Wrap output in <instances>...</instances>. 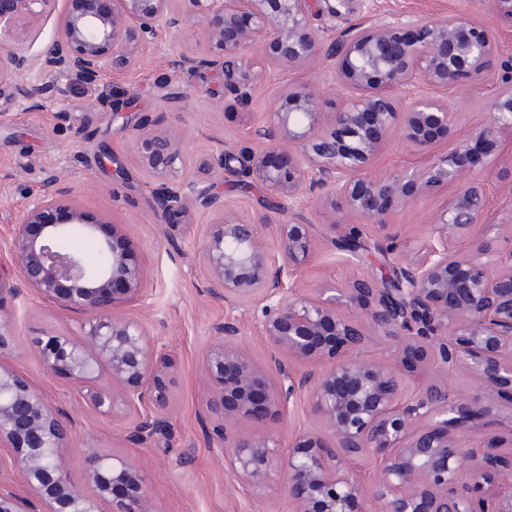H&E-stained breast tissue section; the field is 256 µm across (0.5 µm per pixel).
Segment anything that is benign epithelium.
Masks as SVG:
<instances>
[{
  "instance_id": "obj_1",
  "label": "benign epithelium",
  "mask_w": 512,
  "mask_h": 512,
  "mask_svg": "<svg viewBox=\"0 0 512 512\" xmlns=\"http://www.w3.org/2000/svg\"><path fill=\"white\" fill-rule=\"evenodd\" d=\"M57 2L0 0V94H19L32 108L51 100L62 78L91 85L106 72L131 69L138 47L183 36L187 15L201 24L208 51L174 53L167 68L219 70L224 89L241 105L273 69L306 67L320 55L333 61L342 103L329 113L328 125L321 122L319 88L299 84L280 94L254 128L255 148L224 149L206 162L211 172L237 168L266 189L269 209L283 217L276 255L262 239L264 218L228 211L209 178L177 175L182 150L172 135L135 128L152 177L147 187L162 211L193 208L212 216L202 248L212 293L233 308L258 311L262 336L274 349L270 360L254 361L238 320L228 317L202 356L206 409L221 420L216 435L234 480L260 491L272 470L283 469L296 512H365L361 505L371 500L380 512H512V496L485 497V488L512 480V457L499 453L502 440L495 436L473 440L476 430L496 423L501 408L512 406V248L500 251L484 240L465 255L448 251V237L479 223L486 208L482 183L461 177L474 168L478 150L512 133V56L501 54L490 28L456 13L357 26L328 42L313 24L312 0H76L62 14L58 37L33 56L26 48L27 20ZM256 44L268 57L266 70H249L245 51ZM35 69L40 83L19 84ZM490 76L488 118L474 138L420 167L383 178L364 174L394 134L415 152L430 151L439 134L453 136L456 113L432 89L480 84ZM283 144L293 149L286 162L276 160ZM450 185L455 196L431 229L435 244L425 258H401L388 277L358 280L343 295L345 304H362L366 322L394 342L389 363H369L358 355L365 333L339 310L336 289L316 296L300 291V267L327 243L354 256L381 249L380 237L367 229H387L390 208L411 200L410 190L430 195ZM317 191L363 223L340 236L336 224L320 231L304 223L301 199ZM65 196L56 189L30 201L12 234L18 279L83 316L72 331L38 339L37 348L47 370L86 390L82 399L94 411L135 413L128 440L147 445L165 429L170 354L141 321L116 311L144 293L145 271L114 246V227L90 222ZM96 230L104 240L93 257L57 246L65 235L92 238ZM431 364L448 376L467 369L475 387L493 390L496 400L428 382ZM103 371L109 386L98 385ZM304 393L331 442L300 433L283 458L275 434L238 430L241 419L263 425L274 412L289 414ZM70 438L71 420L1 363L0 447L10 449L6 465L22 472L30 496L0 487V512H33L35 501L41 512H100L101 500L112 503V512H153L137 470L115 453L87 455V477L99 497L76 489L62 458ZM369 460L378 473L364 485L348 465Z\"/></svg>"
}]
</instances>
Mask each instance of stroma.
<instances>
[{
    "instance_id": "1",
    "label": "stroma",
    "mask_w": 512,
    "mask_h": 512,
    "mask_svg": "<svg viewBox=\"0 0 512 512\" xmlns=\"http://www.w3.org/2000/svg\"><path fill=\"white\" fill-rule=\"evenodd\" d=\"M328 0H315V25L339 36L355 25L370 26L394 18L427 19L455 12L494 20L490 0H367L362 12L329 16ZM495 22L503 55H512V24ZM186 36L137 52L136 63L121 75L105 74L92 86L60 80L56 99L38 110L29 109L20 96H0V274L11 276V238L19 211L44 194L46 174L57 177V188L81 208L90 222L111 224L116 241L127 248L146 273V294L122 305L123 313L144 322L151 337L165 344L174 362L172 401L166 414L167 434L140 447L127 441L130 418H112L88 408L64 376L48 373L35 341L74 326L76 313L43 300L34 290L18 285L17 293L0 302V318L16 327L0 361L16 368L43 390L73 422L65 468L78 490L96 491L86 476V455L94 450L117 453L142 475L155 512H294L284 492V474L272 471L261 495L234 481L224 465V450L215 435L216 420L203 405L207 386L201 356L223 326L225 317L238 318L242 341L257 361H266L271 347L259 331L252 312L229 308L215 297L200 250L211 217L191 211L178 227H169L146 182L132 136L133 125L148 122L176 135L185 145L182 177H203V164L224 148L245 151L252 146L251 130L264 122L273 101L288 86L314 82L322 93L321 109L335 111L340 100L330 82L329 60L320 58L302 69L277 71L260 86L250 105L242 106L224 90L221 72L194 73L167 69V57L199 50L200 29L186 18ZM191 92L182 109H175L168 94ZM457 114V137L475 134L487 118L488 85L442 89ZM127 110V119L117 118ZM88 129L82 137L80 129ZM486 193V218L466 234L448 239L449 250L465 252L496 235L499 223L512 220V137L482 153L474 168ZM212 180L225 203L245 217L267 215L265 192L254 179L234 173H213ZM455 193L448 187L417 197L395 208L388 221L395 254L418 259L429 245L430 226ZM390 257L372 251L353 256L330 246L322 247L298 278L305 292L335 286L352 287L357 280L380 277ZM309 396H301L288 419L271 418L269 431L280 438V454H287L296 433L315 427Z\"/></svg>"
}]
</instances>
